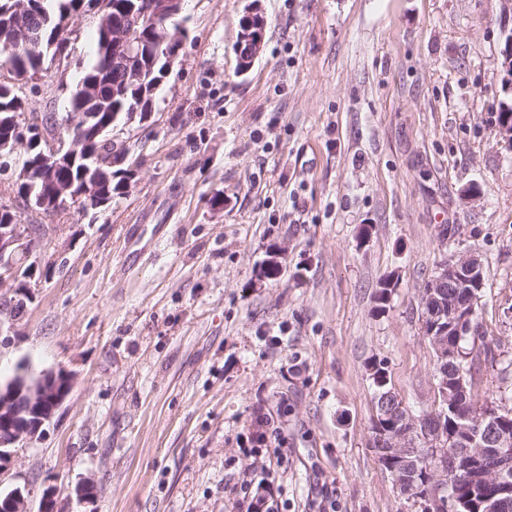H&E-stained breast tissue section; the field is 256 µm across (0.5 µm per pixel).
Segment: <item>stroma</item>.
<instances>
[{
	"label": "stroma",
	"mask_w": 512,
	"mask_h": 512,
	"mask_svg": "<svg viewBox=\"0 0 512 512\" xmlns=\"http://www.w3.org/2000/svg\"><path fill=\"white\" fill-rule=\"evenodd\" d=\"M250 5L267 25L241 74ZM178 21L187 39L132 127L126 195L49 217L26 308L0 330V381L23 361L73 376L0 489L50 485L72 512L88 479L95 512H244L248 480L271 512H417L368 446L371 366L430 407L418 294L447 256L482 261L500 356L481 388L512 406V150L497 120L512 0H189ZM76 24L65 73L43 71L30 110L58 111L60 83L93 60L94 22ZM275 247L284 271L259 280Z\"/></svg>",
	"instance_id": "stroma-1"
}]
</instances>
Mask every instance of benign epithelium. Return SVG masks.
<instances>
[{"instance_id": "obj_1", "label": "benign epithelium", "mask_w": 512, "mask_h": 512, "mask_svg": "<svg viewBox=\"0 0 512 512\" xmlns=\"http://www.w3.org/2000/svg\"><path fill=\"white\" fill-rule=\"evenodd\" d=\"M183 0H146L139 10L126 11L117 24L115 34V60L122 68L138 75L143 72L142 59L155 64L166 61L164 71L171 73L173 64L184 43L177 34L165 35L148 45L140 35L141 26L148 18L173 16L182 11ZM25 12L18 11L11 42L30 45L37 41V34L22 24ZM248 50L236 47L237 69L247 71L262 50L266 21L255 9L245 11L243 18ZM503 81L512 91V33L506 38L502 52ZM42 114L24 112L15 118L14 148L28 144L41 147L42 170L55 173L72 158L73 145L63 130L73 127V115L56 112L49 122L41 120ZM42 236L36 224L21 219L14 224H0V329L16 321L25 309L29 287L21 284L23 278L32 276L37 261L31 260L41 250ZM32 265H27V262ZM457 288L463 298L453 303L450 311L433 313L423 319L421 333L431 339L435 350L437 368L433 379L432 413L438 424H443L451 411L462 420L456 432L442 440L436 432L435 439L423 438L417 430L414 417L384 406L382 417L390 422L378 427L370 435L369 447L377 448L387 461L386 471L391 474L396 487L413 484L425 479L428 490L417 496L419 512H454L456 496L443 497L448 487V471L473 481H486L482 505L484 512H512V431L506 427L507 418L492 407L465 406L462 380L448 385L446 364L457 357L456 347L448 337L461 341L472 331L470 322L473 304L479 300L484 288L482 265L472 252H459L444 258L436 266L428 284L419 292L420 305L442 304L445 291ZM73 376L63 369L45 370L34 374L25 368L17 377L0 383V471L9 466L18 451L28 448L40 437L43 427L50 423L66 400ZM433 457V464L421 467L425 455ZM39 496V512H57V492L53 486L34 488L18 485L0 491V512H29L33 496ZM93 482H78L72 491L74 512H93Z\"/></svg>"}]
</instances>
